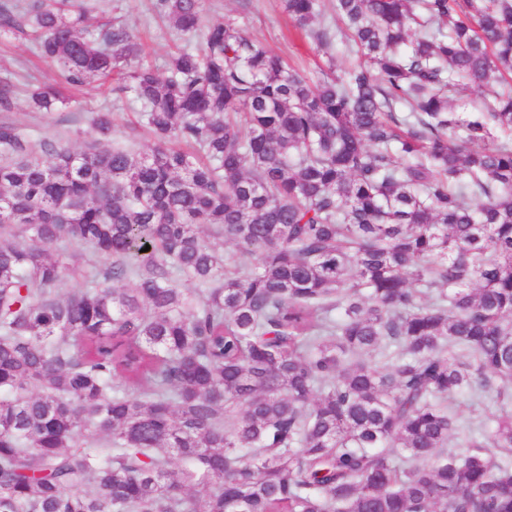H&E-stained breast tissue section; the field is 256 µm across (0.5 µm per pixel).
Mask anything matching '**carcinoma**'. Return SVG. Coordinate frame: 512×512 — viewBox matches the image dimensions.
I'll return each instance as SVG.
<instances>
[{
	"instance_id": "carcinoma-1",
	"label": "carcinoma",
	"mask_w": 512,
	"mask_h": 512,
	"mask_svg": "<svg viewBox=\"0 0 512 512\" xmlns=\"http://www.w3.org/2000/svg\"><path fill=\"white\" fill-rule=\"evenodd\" d=\"M70 4L0 0V33L70 87L117 77L155 142L0 117V512H512V414L448 450L457 396L512 399V0H333L310 35L355 61L318 82L201 0H156L203 30L161 81Z\"/></svg>"
}]
</instances>
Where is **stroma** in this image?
Here are the masks:
<instances>
[{"mask_svg":"<svg viewBox=\"0 0 512 512\" xmlns=\"http://www.w3.org/2000/svg\"><path fill=\"white\" fill-rule=\"evenodd\" d=\"M205 21L234 20L249 36L262 42L302 75L319 79L328 62L337 67L349 64L351 56L343 41H335L330 54H323L313 38L293 27L282 0H202ZM120 18L133 28L142 45V59L158 77H165V63L175 44H195L197 36H177L169 21L159 19L153 0H101L98 11L89 13L85 28H95L101 15ZM12 73L15 84V108L11 120L31 141L56 136L79 149L95 137L92 118L95 113L113 116V142H123L130 127L140 121L141 105L133 93L116 94L110 86L97 82L72 92L65 107L67 123H56L54 116L31 111L27 106L29 89L50 85L54 73L39 57L33 43L23 34L0 35V73Z\"/></svg>","mask_w":512,"mask_h":512,"instance_id":"stroma-1","label":"stroma"}]
</instances>
